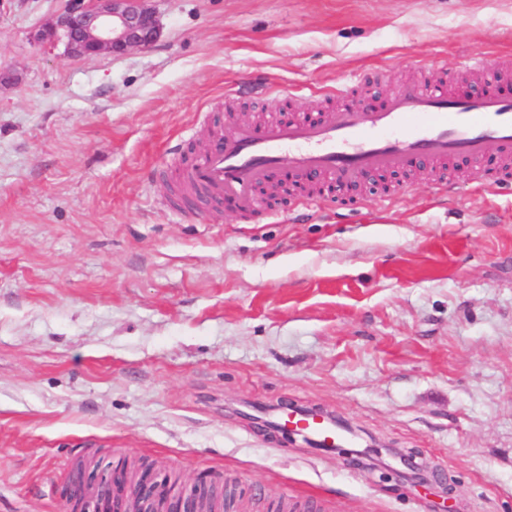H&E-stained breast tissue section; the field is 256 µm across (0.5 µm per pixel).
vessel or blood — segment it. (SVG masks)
I'll use <instances>...</instances> for the list:
<instances>
[{
	"label": "vessel or blood",
	"instance_id": "obj_1",
	"mask_svg": "<svg viewBox=\"0 0 512 512\" xmlns=\"http://www.w3.org/2000/svg\"><path fill=\"white\" fill-rule=\"evenodd\" d=\"M500 71L471 98L419 82L400 83L369 112L350 105L315 119L237 126L227 136H214L206 151L183 163L178 192L234 201L251 217L258 210V189L275 174L309 199L380 172L442 171L455 160L489 157L499 171L508 172L512 94L501 76L512 71L511 58ZM288 423L318 441L336 439L320 415L292 413Z\"/></svg>",
	"mask_w": 512,
	"mask_h": 512
}]
</instances>
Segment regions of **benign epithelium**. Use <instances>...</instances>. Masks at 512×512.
Returning <instances> with one entry per match:
<instances>
[{
	"label": "benign epithelium",
	"mask_w": 512,
	"mask_h": 512,
	"mask_svg": "<svg viewBox=\"0 0 512 512\" xmlns=\"http://www.w3.org/2000/svg\"><path fill=\"white\" fill-rule=\"evenodd\" d=\"M160 35L159 21L147 0H71L63 12L37 29L35 42L48 53L62 49L64 59H89L148 48ZM127 491L152 498L164 493L165 486L146 474Z\"/></svg>",
	"instance_id": "1"
}]
</instances>
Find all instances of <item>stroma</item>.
Here are the masks:
<instances>
[{"instance_id": "1", "label": "stroma", "mask_w": 512, "mask_h": 512, "mask_svg": "<svg viewBox=\"0 0 512 512\" xmlns=\"http://www.w3.org/2000/svg\"><path fill=\"white\" fill-rule=\"evenodd\" d=\"M67 0H0V512H80L120 467L238 512H512V182L185 210L241 113L328 112L512 55V0H150L162 35L60 59ZM336 417L286 439L266 410ZM427 485L406 479L389 450Z\"/></svg>"}]
</instances>
